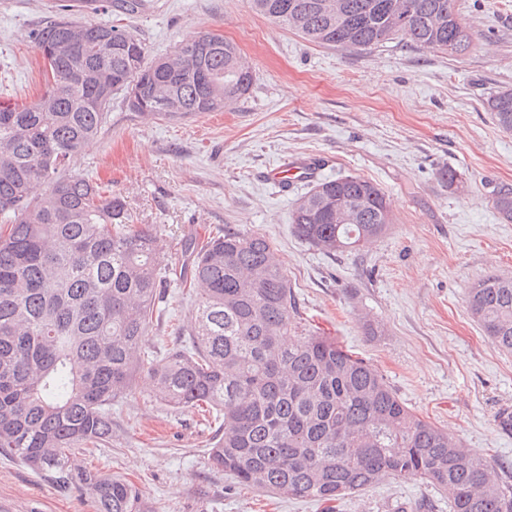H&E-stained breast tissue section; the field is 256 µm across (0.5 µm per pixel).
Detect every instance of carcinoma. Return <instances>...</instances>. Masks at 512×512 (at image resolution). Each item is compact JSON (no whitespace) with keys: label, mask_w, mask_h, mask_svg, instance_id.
I'll list each match as a JSON object with an SVG mask.
<instances>
[{"label":"carcinoma","mask_w":512,"mask_h":512,"mask_svg":"<svg viewBox=\"0 0 512 512\" xmlns=\"http://www.w3.org/2000/svg\"><path fill=\"white\" fill-rule=\"evenodd\" d=\"M249 0L275 23L324 47L371 50L398 36L420 49L467 54L474 34L458 0ZM67 42L72 50L58 55ZM45 89L0 102V453L78 486L97 512H138L133 486L70 464L72 452L112 440V402L130 391L173 268L152 224L73 159L102 130L112 97L146 116L222 112L247 95L251 67L208 32L147 61L125 27L55 17L32 34ZM512 132V89L486 101ZM494 208L512 221V184ZM392 223L384 193L346 175L314 183L291 215L296 236L329 255L361 251ZM181 285L195 294L189 343L150 367L153 395L174 408L224 414L211 465L245 486L331 502L395 476H416L450 512H512V481L421 418L383 375L307 329L286 270L265 237L232 229L181 244ZM466 306L485 336L512 353V277L489 275Z\"/></svg>","instance_id":"cac0c4a2"}]
</instances>
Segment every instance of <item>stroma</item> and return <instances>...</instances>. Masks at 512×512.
Returning <instances> with one entry per match:
<instances>
[{"label":"stroma","instance_id":"obj_1","mask_svg":"<svg viewBox=\"0 0 512 512\" xmlns=\"http://www.w3.org/2000/svg\"><path fill=\"white\" fill-rule=\"evenodd\" d=\"M75 0H0V100L28 102L42 91L40 58L29 32L72 6L79 22L134 32L149 58L214 32L252 64L245 98L224 112L153 119L114 98L97 140L75 161L122 195L139 223L155 225L170 262L184 236L207 238L230 226L265 236L287 271L309 329L377 368L420 417L445 429L494 467L512 468V431L497 416L512 407V354L482 333L466 292L491 274L512 276V223L492 204L512 184V133L485 109L512 88V0H460L477 47L463 58L419 50L397 39L359 51L321 47L274 23L248 0H144L127 13L77 10ZM311 176L268 182L271 167L295 158ZM461 177L448 187L444 169ZM353 175L381 187L392 222L359 253L328 255L292 232L294 203L313 182ZM195 297L170 285L161 319L147 338L146 361L160 359L190 329ZM372 320L379 335L363 330ZM141 370L112 406V441L78 463L125 479L139 512H412L448 499L416 477L389 478L336 501L288 499L243 486L213 469L217 411L174 409L151 398ZM0 512H96L78 488L15 457L0 455Z\"/></svg>","mask_w":512,"mask_h":512}]
</instances>
